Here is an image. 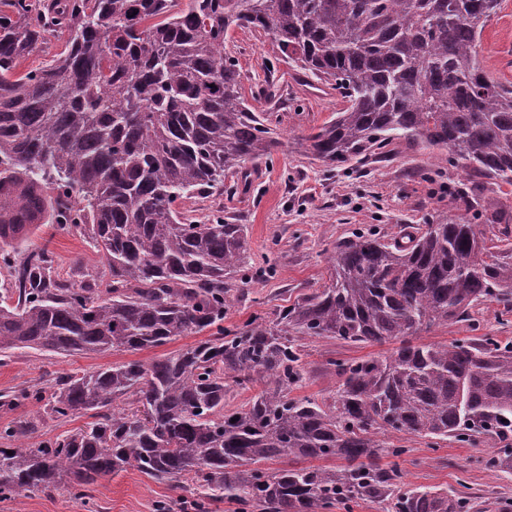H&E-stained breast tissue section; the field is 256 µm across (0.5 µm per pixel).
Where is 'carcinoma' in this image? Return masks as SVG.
<instances>
[{
  "mask_svg": "<svg viewBox=\"0 0 512 512\" xmlns=\"http://www.w3.org/2000/svg\"><path fill=\"white\" fill-rule=\"evenodd\" d=\"M498 0H0V357L134 352L209 333L161 360L63 374L0 393V407L44 403L54 420L93 421L30 448L41 419L0 425V500L67 488L78 498L134 468L183 479L188 504L223 500L256 512H327L364 502L383 512H477L471 497L412 487L386 436L486 446L512 471V340L415 343L433 325L471 317L480 301L512 312V265L475 225L442 217L386 240L334 247L331 284L224 327L229 281L251 268L247 225L206 222L179 201L224 185L281 142L241 93L230 30L272 35L284 60L347 106L302 136L329 169L421 142L463 170L466 210L492 227L512 211L483 196L512 185V86L490 77L479 42ZM63 49L18 72L53 42ZM51 191L58 229L83 226L108 280L57 271L37 224H16L33 191ZM393 342L388 355L331 360V401L293 398L295 338ZM257 386L227 409L233 387ZM133 397L132 407L115 401ZM494 447H489V442ZM385 457L389 462H382ZM285 460L271 469L268 464Z\"/></svg>",
  "mask_w": 512,
  "mask_h": 512,
  "instance_id": "cac0c4a2",
  "label": "carcinoma"
}]
</instances>
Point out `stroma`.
<instances>
[{"instance_id":"1","label":"stroma","mask_w":512,"mask_h":512,"mask_svg":"<svg viewBox=\"0 0 512 512\" xmlns=\"http://www.w3.org/2000/svg\"><path fill=\"white\" fill-rule=\"evenodd\" d=\"M224 50L237 61L246 100L271 114L281 141L271 160L255 164L248 191L217 188L180 205L199 220L221 212L248 227V252L254 266L232 281L225 326L243 324L256 315L274 319L280 307L329 286L328 258L333 247L356 232L394 234L425 218L445 215L478 223L476 213L465 211L455 196L442 189L446 183L458 185L457 170L433 168L424 146L396 141L387 147L386 162L352 163L335 170L314 160L301 146L300 137L342 111L345 103L340 93L294 71L282 61L272 37L263 32L234 29ZM479 60L484 70L512 82V0H501L487 24ZM428 168L434 171L430 182L421 176ZM37 235L53 252L61 273L89 274L106 281L105 263L81 229L58 231L47 218ZM501 309L499 303L482 302L472 308L470 319L422 330L416 340L448 342L471 337L476 331L512 339V314L502 315ZM197 341V336H182L133 353L61 356L28 350L0 362V392L33 386L49 394L62 374L91 373L132 359L150 363ZM300 345L304 372L291 395L318 401L332 396L340 385L328 359L358 360L388 351L384 345L310 337L301 339ZM390 441L403 450L399 463L406 483L452 494L464 488L484 512H512V471L486 466L479 450L452 440L432 449L426 439L404 433L394 434ZM189 496L182 480H156L131 468L99 479L91 501L62 491L24 492L1 501L0 512H155L157 502L176 506Z\"/></svg>"}]
</instances>
